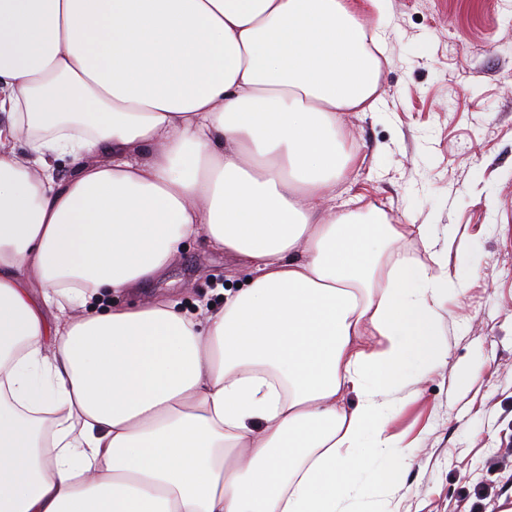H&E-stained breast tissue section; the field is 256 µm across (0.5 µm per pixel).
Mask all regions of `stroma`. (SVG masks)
Listing matches in <instances>:
<instances>
[{
	"label": "stroma",
	"mask_w": 512,
	"mask_h": 512,
	"mask_svg": "<svg viewBox=\"0 0 512 512\" xmlns=\"http://www.w3.org/2000/svg\"><path fill=\"white\" fill-rule=\"evenodd\" d=\"M388 12L380 109L348 118L359 169L346 187L473 264L438 310L447 365L392 422L412 445L392 508L498 512L512 495V0H389ZM248 276L197 238L164 278L114 300L219 308Z\"/></svg>",
	"instance_id": "35a3bbf8"
}]
</instances>
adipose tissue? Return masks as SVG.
Returning a JSON list of instances; mask_svg holds the SVG:
<instances>
[{
	"instance_id": "obj_1",
	"label": "adipose tissue",
	"mask_w": 512,
	"mask_h": 512,
	"mask_svg": "<svg viewBox=\"0 0 512 512\" xmlns=\"http://www.w3.org/2000/svg\"><path fill=\"white\" fill-rule=\"evenodd\" d=\"M387 2L0 0V512H373L399 482L393 405L469 265L331 205ZM199 236L251 269L223 308L88 309Z\"/></svg>"
}]
</instances>
